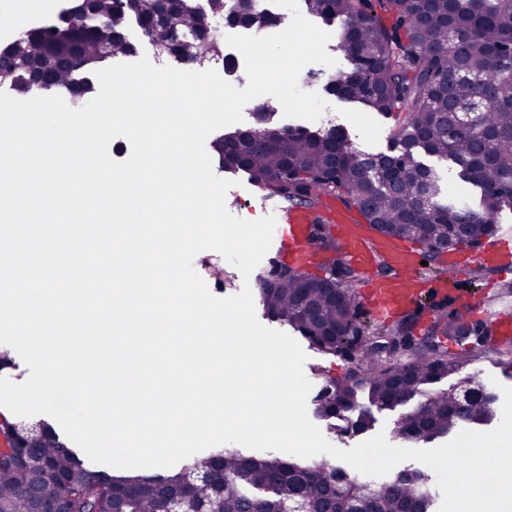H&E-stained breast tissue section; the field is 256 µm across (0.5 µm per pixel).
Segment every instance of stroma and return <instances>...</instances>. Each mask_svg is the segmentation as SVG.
I'll list each match as a JSON object with an SVG mask.
<instances>
[{"mask_svg": "<svg viewBox=\"0 0 512 512\" xmlns=\"http://www.w3.org/2000/svg\"><path fill=\"white\" fill-rule=\"evenodd\" d=\"M323 95L326 108L317 120L290 118L280 112L276 115L277 122L311 130L341 125L353 145L365 154L388 153L396 149L397 144L392 137L396 124L394 118L367 111L358 104L342 101L329 94ZM232 180L233 185L225 195V206L231 215L246 221H257L279 211V204L265 198L246 174L233 175ZM192 266L211 294L218 298L235 296L246 287L253 291L259 288L257 273L243 275L220 252L213 249L198 252ZM461 283L467 287L468 297L480 301L489 313H512V294L500 296L497 273L493 268H485L480 277L474 276L473 272H466ZM303 352L306 356L303 372L315 394L319 393L325 379L344 377L355 366L354 361L339 356H326L308 346L304 347Z\"/></svg>", "mask_w": 512, "mask_h": 512, "instance_id": "obj_1", "label": "stroma"}]
</instances>
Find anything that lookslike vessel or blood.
I'll use <instances>...</instances> for the list:
<instances>
[{
	"label": "vessel or blood",
	"mask_w": 512,
	"mask_h": 512,
	"mask_svg": "<svg viewBox=\"0 0 512 512\" xmlns=\"http://www.w3.org/2000/svg\"><path fill=\"white\" fill-rule=\"evenodd\" d=\"M321 214L336 228L338 242L345 257L361 267L374 266L378 258H385L392 266V276L376 279L367 300L385 318L418 304L433 288L421 274V255L413 247L372 231L348 211L325 202ZM312 214L303 208L282 210L275 224L272 241L279 257L299 269L313 267L314 238ZM475 262L497 268L501 273L512 272V234L505 232L489 241L473 256ZM459 312L476 322H489L492 329L503 336L512 335V316H486L468 298L457 297Z\"/></svg>",
	"instance_id": "vessel-or-blood-1"
}]
</instances>
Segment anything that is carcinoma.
I'll list each match as a JSON object with an SVG mask.
<instances>
[{
  "mask_svg": "<svg viewBox=\"0 0 512 512\" xmlns=\"http://www.w3.org/2000/svg\"><path fill=\"white\" fill-rule=\"evenodd\" d=\"M392 23L354 0H304L327 23H339L336 52L347 68L328 74L324 90L371 111L396 115L393 133L400 151L379 153L369 162L339 127L320 133L283 127L258 109L254 126L225 133L212 142L219 168L243 172L268 197L317 210L324 196L355 207L364 221L389 231L412 225L410 240L427 249L452 233L468 246L498 231L497 215L512 212V0H378ZM111 17L108 25L100 24ZM230 26L265 30L276 16L227 0H74L58 21L31 28L0 48V72L23 97L34 90H65L82 99L93 92L84 73L101 62L96 49L137 52V28L159 41L178 31L180 54L215 58L224 53L212 19ZM451 161L460 180L480 189L479 205L443 201L440 176L420 154ZM319 276L288 264L259 275V304L266 316L299 332L325 355H335L346 334V311L336 293L358 300L361 277L340 279L346 267L336 240L321 234ZM435 352L420 342L408 358L386 364L362 342L359 373L330 379L315 397V414L331 420L348 413L351 430L372 426L358 394L382 410L396 395L415 401L403 413L393 438L416 442L429 431L445 436L467 423L496 415V398L476 384L465 398L456 391L429 392L425 386L456 374L484 357L471 347L445 350L458 336L454 319L436 321ZM20 428L0 414V512H30L25 487L39 477L46 496L65 512H171L190 474L207 480L196 496L207 512H281L302 500L330 512H431L434 496L417 471L393 477H352L328 460L305 464L283 455L244 454L224 448L162 477L133 471L92 470L50 425L39 446L21 445Z\"/></svg>",
  "mask_w": 512,
  "mask_h": 512,
  "instance_id": "carcinoma-1",
  "label": "carcinoma"
}]
</instances>
